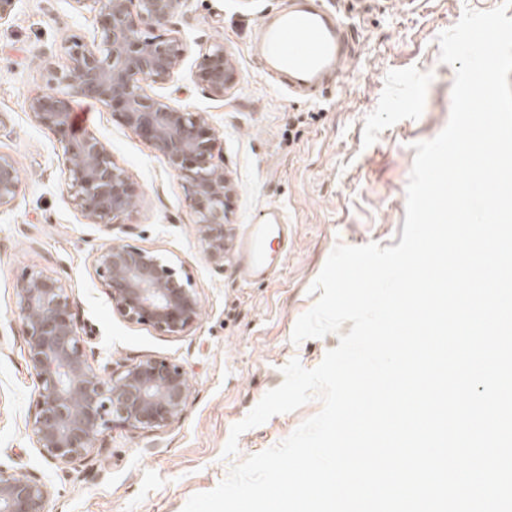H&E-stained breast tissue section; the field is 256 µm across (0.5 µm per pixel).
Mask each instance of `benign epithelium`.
<instances>
[{
    "label": "benign epithelium",
    "instance_id": "7a95c632",
    "mask_svg": "<svg viewBox=\"0 0 512 512\" xmlns=\"http://www.w3.org/2000/svg\"><path fill=\"white\" fill-rule=\"evenodd\" d=\"M91 2L108 20L103 42L90 48L73 44L61 88L31 96L28 111L63 148L66 183L85 223L110 228L133 207L136 195L107 145L91 132L74 133L71 98L121 107L125 124L146 137L189 184L199 241L221 266L229 253L225 200L233 184L224 166L214 162L215 138L202 115L154 99L141 85L143 80L167 79L180 64L176 40L144 37L142 27L165 24L185 0ZM200 79L214 98L224 97L235 81V67L223 45L205 55ZM20 192L15 160L0 153V212L11 209ZM93 267L123 320L167 336L181 335L197 323V293L154 252L114 242L95 252ZM14 295L29 365L39 383L32 431L50 462L66 468L86 460L99 437L114 427L154 432L182 419L190 387L181 366L145 358L104 377L88 362L75 330V298L65 283L29 270L16 281ZM50 495L47 484L0 467V512H46Z\"/></svg>",
    "mask_w": 512,
    "mask_h": 512
}]
</instances>
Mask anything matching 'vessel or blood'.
<instances>
[{"label":"vessel or blood","mask_w":512,"mask_h":512,"mask_svg":"<svg viewBox=\"0 0 512 512\" xmlns=\"http://www.w3.org/2000/svg\"><path fill=\"white\" fill-rule=\"evenodd\" d=\"M356 37L324 0H290L287 9L266 15L258 25L255 55L280 76L289 92L318 97L328 77L342 76ZM288 240V224L281 211L259 217L243 235L233 257L245 277L260 279L270 265L264 258L267 235Z\"/></svg>","instance_id":"vessel-or-blood-1"}]
</instances>
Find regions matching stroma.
<instances>
[{
	"label": "stroma",
	"mask_w": 512,
	"mask_h": 512,
	"mask_svg": "<svg viewBox=\"0 0 512 512\" xmlns=\"http://www.w3.org/2000/svg\"><path fill=\"white\" fill-rule=\"evenodd\" d=\"M286 0H187L156 34L179 41V69L144 81L149 96L204 116L218 137L216 161L233 182L226 228L238 243L259 213L281 209L287 247L273 245L275 272L244 282L232 259L216 266L198 239L190 187L118 109L76 97L86 131L104 141L137 195L112 227L85 223L65 182L60 144L27 110L29 98L57 87L67 47L101 43L104 18L77 0H16L0 22V153L18 165L22 192L0 213V467L46 482V512H183L230 468L287 438L320 412V399L245 431L224 456L231 428L281 385L283 367L318 366L338 334L291 340L316 302L310 287L336 245L400 243L415 143L436 137L451 111L455 70L440 60L437 37L464 9L501 0H329L356 35L342 85L310 101L289 94L252 53L256 24ZM223 45L236 80L213 99L198 73ZM121 241L169 258L201 301L199 322L163 336L113 313L92 265L96 249ZM34 269L60 279L75 297L74 322L101 374L145 357L184 366L191 396L180 420L139 433L106 431L91 458L64 469L35 444L38 381L15 315L14 284Z\"/></svg>",
	"instance_id": "35a3bbf8"
}]
</instances>
